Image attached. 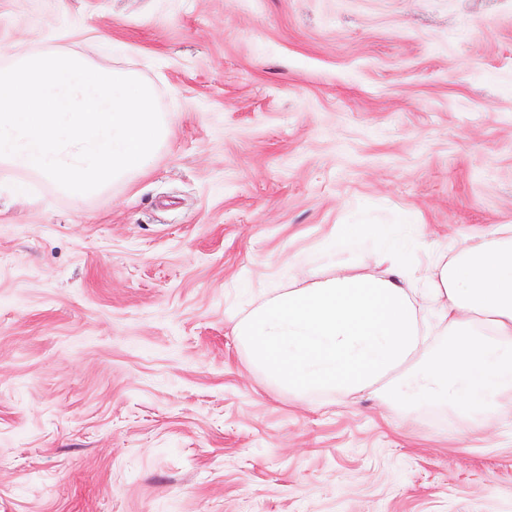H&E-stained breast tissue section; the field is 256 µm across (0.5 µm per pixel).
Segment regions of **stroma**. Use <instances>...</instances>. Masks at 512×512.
Listing matches in <instances>:
<instances>
[{"instance_id":"35a3bbf8","label":"stroma","mask_w":512,"mask_h":512,"mask_svg":"<svg viewBox=\"0 0 512 512\" xmlns=\"http://www.w3.org/2000/svg\"><path fill=\"white\" fill-rule=\"evenodd\" d=\"M56 29L172 137L80 205L0 189V512H512V426L297 404L233 333L336 225H512V0H0V57Z\"/></svg>"}]
</instances>
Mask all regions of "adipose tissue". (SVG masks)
<instances>
[{"label": "adipose tissue", "mask_w": 512, "mask_h": 512, "mask_svg": "<svg viewBox=\"0 0 512 512\" xmlns=\"http://www.w3.org/2000/svg\"><path fill=\"white\" fill-rule=\"evenodd\" d=\"M374 241L371 259L343 239ZM421 224H340L329 275L291 273L238 318L251 367L290 400L369 395L413 418L447 411L464 431L512 403V225L422 262Z\"/></svg>", "instance_id": "1"}]
</instances>
